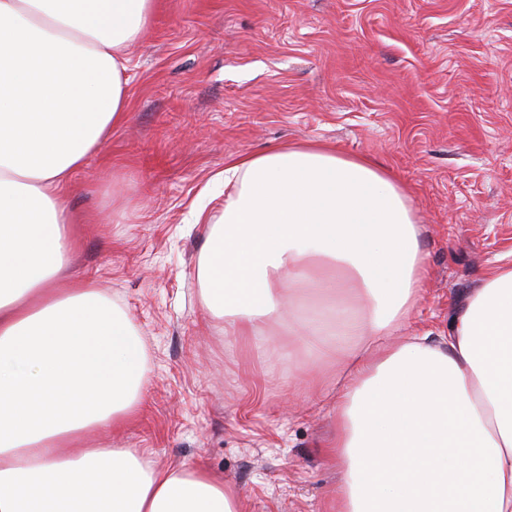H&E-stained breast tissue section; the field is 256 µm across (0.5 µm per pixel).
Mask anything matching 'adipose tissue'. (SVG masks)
<instances>
[{
	"mask_svg": "<svg viewBox=\"0 0 512 512\" xmlns=\"http://www.w3.org/2000/svg\"><path fill=\"white\" fill-rule=\"evenodd\" d=\"M158 0H0V512H240L202 469L128 448L63 454L132 420L143 344L101 291L64 278L65 190L128 118L131 52ZM199 267L216 328L281 336L309 391L336 361L334 512H512V266L447 335L405 338L426 254L408 189L363 156L281 145L217 172Z\"/></svg>",
	"mask_w": 512,
	"mask_h": 512,
	"instance_id": "1",
	"label": "adipose tissue"
}]
</instances>
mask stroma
Returning a JSON list of instances; mask_svg holds the SVG:
<instances>
[{
    "instance_id": "obj_1",
    "label": "stroma",
    "mask_w": 512,
    "mask_h": 512,
    "mask_svg": "<svg viewBox=\"0 0 512 512\" xmlns=\"http://www.w3.org/2000/svg\"><path fill=\"white\" fill-rule=\"evenodd\" d=\"M130 112L67 187L74 276L115 299L148 382L119 433L161 468L202 467L244 512H331V401L293 359L218 334L200 296L213 183L233 157L318 141L412 193L427 253L412 331L512 262V0H161L131 53Z\"/></svg>"
}]
</instances>
